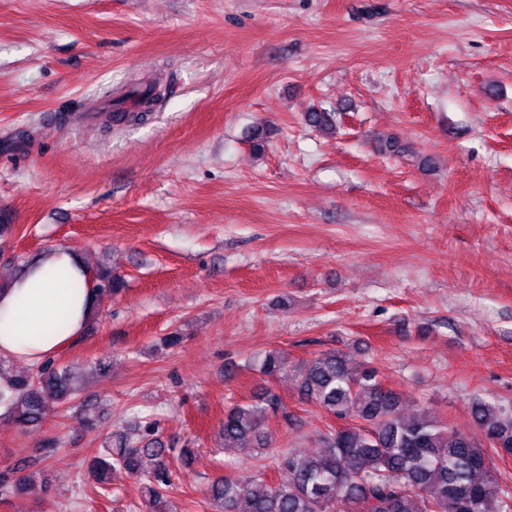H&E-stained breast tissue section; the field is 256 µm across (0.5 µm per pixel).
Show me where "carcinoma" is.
Returning a JSON list of instances; mask_svg holds the SVG:
<instances>
[{
	"mask_svg": "<svg viewBox=\"0 0 512 512\" xmlns=\"http://www.w3.org/2000/svg\"><path fill=\"white\" fill-rule=\"evenodd\" d=\"M307 121L325 133L336 131L328 112H309ZM97 281L96 305L120 293L122 280L91 267ZM259 371L273 380L291 375L301 400L341 421L318 437L315 455L286 451L274 457L287 479L274 483L259 465L248 477L219 476L207 487L214 512H512V494L504 490L494 459L512 457V404L492 403L476 395L471 405L475 429L450 427L422 413L405 411L402 393L384 387L373 367L351 371L346 356L325 351L293 367L288 356L271 351ZM79 386L71 369L46 362L10 371L0 358V405L21 428L41 425L49 407L66 404ZM281 399L271 391L233 405L224 414V447L262 443L261 418L278 411ZM174 454L146 424L113 434L90 463V473L107 490L112 471L122 469L142 482L147 512H176L169 499ZM32 487L22 467L0 472V496Z\"/></svg>",
	"mask_w": 512,
	"mask_h": 512,
	"instance_id": "carcinoma-1",
	"label": "carcinoma"
}]
</instances>
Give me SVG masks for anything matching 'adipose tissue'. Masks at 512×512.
Instances as JSON below:
<instances>
[{"label": "adipose tissue", "instance_id": "obj_1", "mask_svg": "<svg viewBox=\"0 0 512 512\" xmlns=\"http://www.w3.org/2000/svg\"><path fill=\"white\" fill-rule=\"evenodd\" d=\"M95 286L86 262L57 247L0 290V354L32 366L54 356L92 318Z\"/></svg>", "mask_w": 512, "mask_h": 512}]
</instances>
